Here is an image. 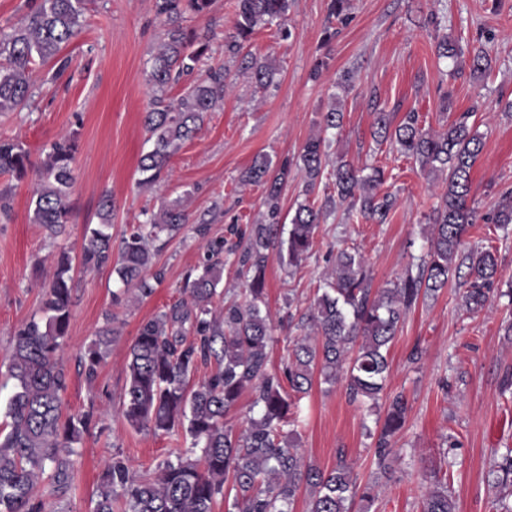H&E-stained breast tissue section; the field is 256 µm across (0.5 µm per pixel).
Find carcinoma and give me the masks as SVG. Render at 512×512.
I'll list each match as a JSON object with an SVG mask.
<instances>
[{"label": "carcinoma", "mask_w": 512, "mask_h": 512, "mask_svg": "<svg viewBox=\"0 0 512 512\" xmlns=\"http://www.w3.org/2000/svg\"><path fill=\"white\" fill-rule=\"evenodd\" d=\"M88 0H40L23 20L0 28V113L20 111L31 97V75L36 64L57 57L74 39ZM213 0H154L163 27L158 52L153 55L147 81L159 92L144 115L153 148L140 159L141 184L158 182L170 157L197 135L206 113L224 101L232 75L224 66L201 70L209 45L184 26L189 16L209 14ZM290 0H237L235 35L225 53L238 62L236 74L266 87L275 74L268 61L244 51L255 29L277 28L287 38ZM199 46H194V42ZM191 81L183 94L171 100L162 92L172 82ZM471 112H461L441 132L422 126L419 114L407 112L395 122L390 112L376 113L373 138L378 145L398 146L405 158L427 174L444 177V190L430 217L432 231L427 249L416 264L391 288L372 294L363 255L355 249L336 252L326 288L301 317L305 334L288 350L279 372L270 368L269 346L274 325L266 302V269L271 258L293 273L312 254L323 210L332 203L343 208L346 219L383 224L395 206L386 189L388 175L380 166L357 168L340 160L328 166L331 130L343 126L344 113L331 106L323 113L321 133L306 141L299 156L305 201L290 220L288 237L276 239L281 224V192L288 163L279 169L265 156L254 159L241 181L263 189L259 223L235 232L236 241L224 238L206 243L196 273L187 276L185 298L142 322L129 347L127 383L119 412L127 425L154 435L182 431L201 456L180 454L151 473L130 470L113 457L100 476L94 512H212L221 496L228 512H294L300 490L309 498V512H352L360 503L367 510L376 499L375 485H360L352 465L342 459L326 472L304 461L295 426L299 402L312 387L314 373L323 382L343 383L352 403L377 402L386 387L388 353L407 313L420 297L447 287L450 276L467 272L458 281L463 305L477 314L492 291L512 306V279L503 282L496 248L478 243L466 247L476 230L475 210L468 205L471 172L482 151L481 136L473 129ZM78 132L53 140L39 162L31 160L25 145L0 137V174L19 180L35 174L33 222L51 238L66 234L72 213ZM331 181L336 196L316 205L315 193L323 179ZM112 198L99 204V224L87 228L83 262L99 268L112 263ZM181 201L164 203L122 238L113 271L121 288L112 292L119 305L132 293L151 296L163 273L150 272L156 243L172 239L189 223ZM490 223L504 232L512 226V188L495 204ZM237 256L247 295L216 312L224 274V252ZM71 261L61 252L44 288L42 316L23 323L13 336L7 355V379L14 381L6 421L0 424V512H43L34 502L37 480L47 476L53 495L65 498L74 478L76 448L89 430L88 412H64L68 376L60 351L67 336L72 306ZM85 351L81 366L88 380L98 376L113 337L115 317ZM207 372L191 383L199 369ZM255 393L256 415L240 432L224 422L242 394ZM407 401L397 393L390 399L376 443L374 460L381 474L397 458L393 437L407 418ZM488 485L500 488L497 512H512V449L490 463ZM422 512H456L448 483L440 480L423 496Z\"/></svg>", "instance_id": "1"}]
</instances>
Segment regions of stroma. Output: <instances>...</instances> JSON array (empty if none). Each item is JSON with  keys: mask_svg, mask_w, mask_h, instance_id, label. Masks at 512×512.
Returning <instances> with one entry per match:
<instances>
[{"mask_svg": "<svg viewBox=\"0 0 512 512\" xmlns=\"http://www.w3.org/2000/svg\"><path fill=\"white\" fill-rule=\"evenodd\" d=\"M236 2L215 0L208 16L187 21L210 45L209 65L228 62L224 40L233 32ZM328 3L293 0L288 39L272 27L255 31L247 49L273 60L272 85L261 89L237 77L223 104L207 114L197 137L182 144L167 177L155 185L138 184L139 161L149 148L143 117L154 95L145 71L162 39L153 0H89L80 34L60 52L69 68L59 75L55 62L38 66L29 108L0 114V136L25 142L35 160L45 144L65 132L78 130L80 138L64 238L50 241L31 219L34 177L18 181L0 175V190L12 193L10 218L0 222V360L15 328L39 312V284L52 272L54 254L69 249L73 306L62 351L69 379L64 410L97 414L74 458L66 501H57L47 483L38 484L37 498L47 512H93L100 474L112 456L141 472L186 449L181 434L138 432L118 415L127 354L139 324L180 300L187 274L200 264L205 243L196 236L195 223L208 220L209 236L216 239L259 219L262 191L240 181L255 157L267 156L276 166L296 157L318 133L322 112L334 104L344 122L331 142L330 160L385 167L397 198L385 224H350L342 212L328 213L312 256L295 272L269 263L266 291L276 326L269 354L275 369L290 341L301 334L297 323L327 278L330 251L358 249L372 289L379 290L403 276L431 231L427 216L442 183L392 146L375 145V108L398 117L418 112L422 123L435 129L476 108L472 122L484 147L471 174L470 197L478 215L490 213L502 192L512 188V112L507 109L512 101V0H350V18L333 38L327 34ZM434 16L464 57L486 51L490 72L475 75L469 66L438 58ZM347 72L352 79L345 88L340 81ZM106 194L114 202L116 243L142 222L143 210H156L161 202L185 198L190 214L189 225L154 255V269L164 273L154 293L118 307L112 304L117 287L112 267L89 268L81 258L84 230L98 224L99 201ZM292 298L297 301L293 307L288 304ZM110 312L117 316L119 333L97 379L89 382L79 360ZM511 322L512 309L496 300L469 314L452 283L437 297L420 299L390 349L388 391L402 393L408 402L390 473L375 475V440L365 431L374 425V416L350 404L342 386L318 379L300 402L298 436L306 461L328 471L342 457L360 482L378 481L371 512H421L434 477L447 481L456 512H496L486 471L493 458L512 448V390L501 389L504 376H512V343L504 338Z\"/></svg>", "mask_w": 512, "mask_h": 512, "instance_id": "obj_1", "label": "stroma"}]
</instances>
